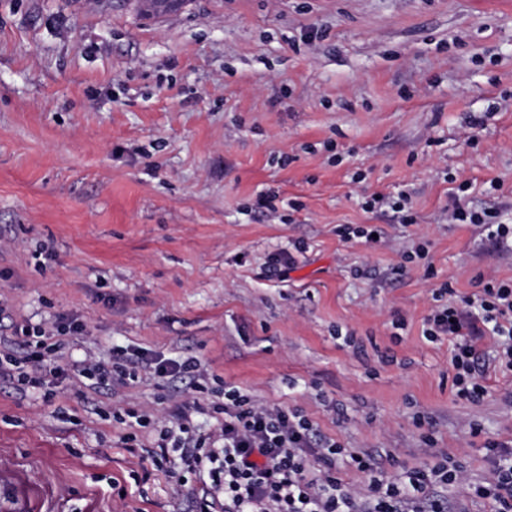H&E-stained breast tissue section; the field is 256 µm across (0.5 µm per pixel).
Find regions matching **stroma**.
Listing matches in <instances>:
<instances>
[{
	"label": "stroma",
	"mask_w": 512,
	"mask_h": 512,
	"mask_svg": "<svg viewBox=\"0 0 512 512\" xmlns=\"http://www.w3.org/2000/svg\"><path fill=\"white\" fill-rule=\"evenodd\" d=\"M139 3L0 0L13 322L77 316V360L198 357L201 431L231 384L382 467L447 452L483 480L486 438L512 440V376L456 400L451 344L423 330L440 283L512 280V252L446 213L512 218V0H187L158 18ZM398 189L415 223L363 210ZM262 192L273 211L255 209ZM347 224L380 242L340 241ZM284 250L287 279L264 278ZM173 392L149 376L108 395L70 374L24 395L0 381V512H192L173 460L154 465L150 429L123 419L170 425Z\"/></svg>",
	"instance_id": "35a3bbf8"
}]
</instances>
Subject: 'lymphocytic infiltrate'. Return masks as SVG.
Here are the masks:
<instances>
[{
  "instance_id": "obj_1",
  "label": "lymphocytic infiltrate",
  "mask_w": 512,
  "mask_h": 512,
  "mask_svg": "<svg viewBox=\"0 0 512 512\" xmlns=\"http://www.w3.org/2000/svg\"><path fill=\"white\" fill-rule=\"evenodd\" d=\"M448 219L475 226L496 247L512 243V224L498 212L456 205L449 209ZM433 299L424 334L431 341H452L455 395L480 402L487 394L482 383L486 367L512 375V281L491 279L479 292L462 297L445 281ZM84 330L82 321L70 317L49 328L24 330L19 342L0 337V379L37 387L39 370L62 357L63 336H78ZM488 334L498 339L490 355L480 346ZM72 369L98 390L127 385L146 372L169 382L190 381L198 392L208 376L197 357L149 358L126 347L113 349L111 362L89 357L73 362ZM191 409L190 402L177 403L175 420L159 431L153 455L177 457L180 467L169 471V478L177 480L186 473L201 480L195 512H469L465 503H449L443 493L466 479L464 465L450 456L403 465L389 476L371 454L318 438L312 422L300 412L256 404L239 390L225 391L223 403L216 405L223 419L213 432H196ZM483 448L488 475L471 484L468 496L491 501L494 512H512V442L489 438ZM344 468L365 475L362 489L340 478Z\"/></svg>"
}]
</instances>
